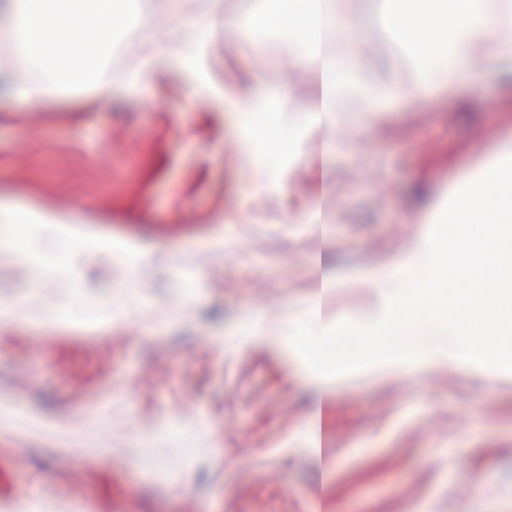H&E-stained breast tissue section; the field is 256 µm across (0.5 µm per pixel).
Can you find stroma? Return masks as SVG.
Segmentation results:
<instances>
[{
  "label": "stroma",
  "instance_id": "stroma-1",
  "mask_svg": "<svg viewBox=\"0 0 512 512\" xmlns=\"http://www.w3.org/2000/svg\"><path fill=\"white\" fill-rule=\"evenodd\" d=\"M355 0L361 47L410 64ZM210 75H257L300 122L311 79L287 38L212 33ZM502 61L454 92L345 113L309 143L245 144L230 100L167 60L148 97L47 103L0 84V205L31 221L0 261V507L32 512H512V372L465 366L328 381L325 446L308 440L309 367L292 348L311 272L328 320L378 312L372 275L424 237L449 185L512 134ZM284 154L265 174L267 151ZM321 221L302 223L312 199ZM103 230L75 238L65 225ZM148 253L149 262L134 258Z\"/></svg>",
  "mask_w": 512,
  "mask_h": 512
}]
</instances>
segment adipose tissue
<instances>
[{"mask_svg": "<svg viewBox=\"0 0 512 512\" xmlns=\"http://www.w3.org/2000/svg\"><path fill=\"white\" fill-rule=\"evenodd\" d=\"M344 0H275L241 18L255 43H263L269 33L272 11L303 15L305 25L298 42V58L305 67L315 68L319 77L318 101L309 108L303 122L281 129L288 144L309 138L322 141L337 121L341 106L357 103L361 111L379 112L382 100L392 97L393 88L378 79L382 62L364 61L357 51V27L343 6ZM10 16L4 25L17 35L16 47L45 73L35 83L12 76L14 97L29 102L47 100L52 88L68 82H87L94 87L124 85L142 89L151 81L152 71H140L115 80L104 65L111 39L94 44L85 59L69 54V42L89 24L112 28L116 19L126 18L128 0H7ZM394 12L407 20L426 14L437 35L434 47L422 58L421 90L452 84L462 68L474 58L512 59V0L496 9L485 0H394ZM41 30L53 34V55H46L42 43L28 33ZM210 25L205 21H176L166 54L189 69L199 68L207 55Z\"/></svg>", "mask_w": 512, "mask_h": 512, "instance_id": "adipose-tissue-1", "label": "adipose tissue"}]
</instances>
